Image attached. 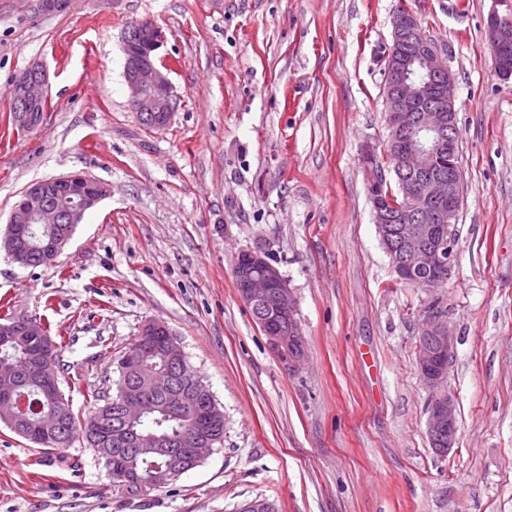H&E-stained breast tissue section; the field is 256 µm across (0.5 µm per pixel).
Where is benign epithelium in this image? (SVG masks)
I'll return each mask as SVG.
<instances>
[{
	"label": "benign epithelium",
	"mask_w": 512,
	"mask_h": 512,
	"mask_svg": "<svg viewBox=\"0 0 512 512\" xmlns=\"http://www.w3.org/2000/svg\"><path fill=\"white\" fill-rule=\"evenodd\" d=\"M417 16L409 11L393 19L392 43L400 46L412 33H419ZM488 46L493 52L494 73L501 80L512 78V15L492 12L487 19ZM164 42L162 29L150 20L132 25L124 35V76L129 89V105L140 120L158 127L170 122L177 95L167 74L158 64L157 51ZM412 62L429 75L418 83L408 75L406 65L389 58V83L384 98L385 119L390 131L388 145L405 146L404 164L397 170L400 189L411 205L391 213L379 194L373 195V217L380 240L394 272L405 283L417 281L416 274H452L456 201L461 183L428 173L430 159L439 151L453 149L457 135L455 78L441 52L426 43ZM47 72L33 64L19 74L8 94L14 103L13 121L21 130L39 125L37 113L46 109L44 94ZM448 98V108L429 112L422 122L414 121L412 106L433 98ZM109 194L108 186L83 173L52 177L28 186L15 203L0 245L10 242L17 231L30 224H79L84 214ZM240 285L238 296L250 311L259 313L264 335L272 353L288 369L300 367L305 358V341L300 322L278 318L296 307L293 289L268 255L260 248L240 252L234 263ZM1 336H40L41 324L25 318L0 324ZM139 342L158 345L177 364L185 359L170 328L162 321L149 320L141 328ZM456 348V338L448 331L446 316L433 307L424 311L416 337L417 367L428 389L427 434L437 454L454 448L457 441L458 410L448 391V368ZM36 373L43 381L54 377L55 360L33 358ZM117 404L127 419L141 411L142 400L132 385L123 382ZM20 406L11 373L0 366V416L10 418ZM191 456L203 460L212 451V439L200 428L194 436Z\"/></svg>",
	"instance_id": "obj_1"
}]
</instances>
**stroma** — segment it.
<instances>
[{"label":"stroma","instance_id":"1","mask_svg":"<svg viewBox=\"0 0 512 512\" xmlns=\"http://www.w3.org/2000/svg\"><path fill=\"white\" fill-rule=\"evenodd\" d=\"M456 78L463 199L447 286L397 281L361 163L385 151V56L399 8ZM512 0H0V229L21 192L84 172L110 194L57 257L0 249V305L48 317L77 411L112 396L142 324L165 322L224 412V445L164 487L131 495L97 454L47 451L0 423V512H512V79L486 21ZM151 20L180 101L141 124L123 76L127 27ZM49 74L35 129L10 83ZM259 248L294 291L308 357L290 371L240 301L232 268ZM438 302L457 338L447 385L457 444L426 434L416 365Z\"/></svg>","mask_w":512,"mask_h":512}]
</instances>
